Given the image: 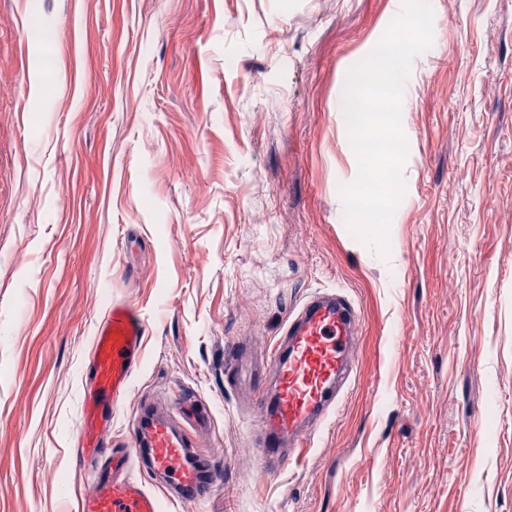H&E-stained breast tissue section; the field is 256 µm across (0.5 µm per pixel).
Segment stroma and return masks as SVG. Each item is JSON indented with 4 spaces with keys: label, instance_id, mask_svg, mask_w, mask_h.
I'll return each instance as SVG.
<instances>
[{
    "label": "stroma",
    "instance_id": "stroma-1",
    "mask_svg": "<svg viewBox=\"0 0 512 512\" xmlns=\"http://www.w3.org/2000/svg\"><path fill=\"white\" fill-rule=\"evenodd\" d=\"M430 4L383 252L344 218L341 104L393 0H0V512H79L87 357L115 299L147 335L104 447L167 390L213 413L197 442L224 483L165 512H512V0ZM317 289L353 301L357 367L269 475L254 398Z\"/></svg>",
    "mask_w": 512,
    "mask_h": 512
}]
</instances>
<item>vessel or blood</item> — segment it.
Returning a JSON list of instances; mask_svg holds the SVG:
<instances>
[{
	"label": "vessel or blood",
	"instance_id": "vessel-or-blood-1",
	"mask_svg": "<svg viewBox=\"0 0 512 512\" xmlns=\"http://www.w3.org/2000/svg\"><path fill=\"white\" fill-rule=\"evenodd\" d=\"M146 329L139 308L121 300L95 326L91 383L73 450L88 474L80 512H163L167 501L203 503L223 484L222 463L200 453L193 434L194 425L211 422L200 404L186 422L177 415V398L164 409L145 401L132 422L131 447L107 456L83 444L88 435L111 431L142 367ZM357 334L354 304L336 290L311 293L289 318L271 352L273 382L255 400L261 418L254 440L267 471L283 468L341 403L352 379Z\"/></svg>",
	"mask_w": 512,
	"mask_h": 512
}]
</instances>
